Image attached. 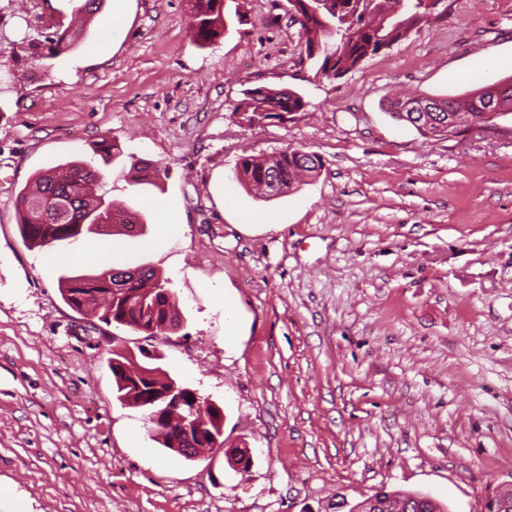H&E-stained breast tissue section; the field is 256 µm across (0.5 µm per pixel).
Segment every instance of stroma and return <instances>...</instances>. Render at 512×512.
<instances>
[{
    "mask_svg": "<svg viewBox=\"0 0 512 512\" xmlns=\"http://www.w3.org/2000/svg\"><path fill=\"white\" fill-rule=\"evenodd\" d=\"M224 4L243 22L201 45L188 0H104L53 56L70 0H0V493L30 512H334L384 488L483 512L512 485V114L426 138L387 104L512 77V0H440L336 79L287 0ZM261 85L304 110L243 127L231 111ZM113 137L120 157L93 154ZM289 147L322 161L298 189L235 179ZM71 161L146 231L26 243L19 192ZM136 162L168 175L133 183ZM141 264L169 280L178 331L108 326L59 293L62 274ZM141 347L223 409V447L172 453L117 400L112 352Z\"/></svg>",
    "mask_w": 512,
    "mask_h": 512,
    "instance_id": "1",
    "label": "stroma"
}]
</instances>
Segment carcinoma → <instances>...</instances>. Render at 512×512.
<instances>
[{"instance_id": "1", "label": "carcinoma", "mask_w": 512, "mask_h": 512, "mask_svg": "<svg viewBox=\"0 0 512 512\" xmlns=\"http://www.w3.org/2000/svg\"><path fill=\"white\" fill-rule=\"evenodd\" d=\"M288 5L300 25L306 59L318 64V73L328 78H339L358 69L367 58L393 47L426 24L432 14L430 0H288ZM223 7L224 0H190L193 40L211 43L225 31ZM77 37L76 31L53 33L49 36L50 52L68 50ZM479 95L477 91L467 99L422 96L397 100L390 103V111L392 117L410 123L425 137L447 135L464 122H486L484 113L470 111L472 101ZM303 107L302 97L288 88L259 86L245 90L232 114L252 127L299 112ZM320 167L318 156L294 148L269 156H244L237 163L235 174L247 187L265 193L271 188L281 189L286 194L296 188L301 178ZM98 180L97 169L78 161L36 174L32 186L19 193L21 237L38 247L76 241L97 231L96 225L120 215L127 217V224L144 223L139 214L98 197L87 202V189ZM168 284L152 268L140 266L132 270L112 268L98 274H64L58 288L63 300L77 311H94L106 324L156 336L166 334L169 325L181 323V316L171 303L173 292ZM110 368L117 399L146 409L148 423L161 438V445L174 451L167 436L181 427L182 410H170L154 421L159 406L151 400V394L175 386L182 392L183 405L189 406L196 401L189 386L164 372L142 377L147 368L124 353H113ZM199 405L203 410L195 416L196 430L224 445L223 409L202 401ZM375 496L392 501L409 499L413 501L412 512H448L446 505L422 500L418 493L379 491Z\"/></svg>"}]
</instances>
